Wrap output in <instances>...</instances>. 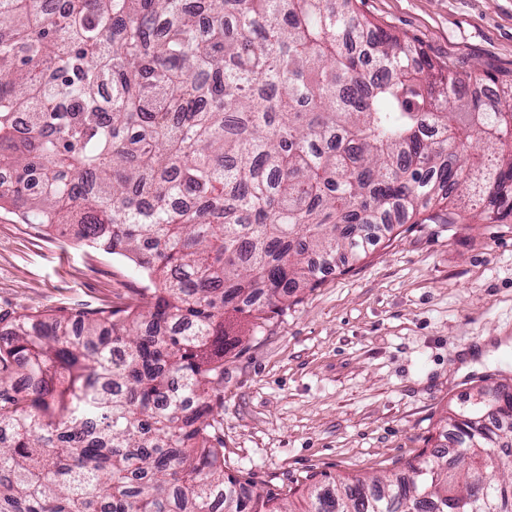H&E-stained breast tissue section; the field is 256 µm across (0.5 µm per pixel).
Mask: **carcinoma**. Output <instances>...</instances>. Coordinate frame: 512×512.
<instances>
[{"label": "carcinoma", "mask_w": 512, "mask_h": 512, "mask_svg": "<svg viewBox=\"0 0 512 512\" xmlns=\"http://www.w3.org/2000/svg\"><path fill=\"white\" fill-rule=\"evenodd\" d=\"M356 2L0 0V204L147 281L124 311L0 314V512H512L489 386L405 477L298 509L224 470L227 319L262 327L432 203L512 220V82L487 106Z\"/></svg>", "instance_id": "cac0c4a2"}]
</instances>
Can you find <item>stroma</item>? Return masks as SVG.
<instances>
[{"instance_id":"35a3bbf8","label":"stroma","mask_w":512,"mask_h":512,"mask_svg":"<svg viewBox=\"0 0 512 512\" xmlns=\"http://www.w3.org/2000/svg\"><path fill=\"white\" fill-rule=\"evenodd\" d=\"M362 14L457 74L512 80V0H363ZM398 224L257 333L227 342L224 468L283 493L307 479L403 472L445 444L479 384L512 383V223ZM133 262L0 208V313L122 309Z\"/></svg>"}]
</instances>
